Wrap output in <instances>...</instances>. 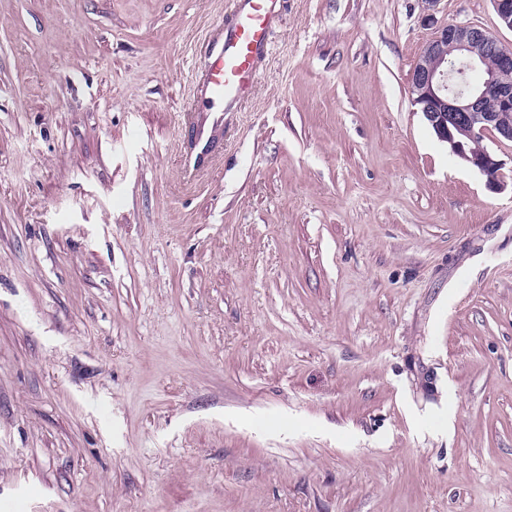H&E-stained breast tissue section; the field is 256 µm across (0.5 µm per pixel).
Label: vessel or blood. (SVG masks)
I'll return each mask as SVG.
<instances>
[{"instance_id":"vessel-or-blood-1","label":"vessel or blood","mask_w":512,"mask_h":512,"mask_svg":"<svg viewBox=\"0 0 512 512\" xmlns=\"http://www.w3.org/2000/svg\"><path fill=\"white\" fill-rule=\"evenodd\" d=\"M274 0H241L224 31L222 47L204 66L201 93L211 111L234 105L258 78L256 62L267 49Z\"/></svg>"}]
</instances>
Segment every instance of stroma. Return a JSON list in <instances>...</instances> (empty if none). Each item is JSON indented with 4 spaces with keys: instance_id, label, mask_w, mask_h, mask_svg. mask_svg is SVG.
<instances>
[{
    "instance_id": "obj_1",
    "label": "stroma",
    "mask_w": 512,
    "mask_h": 512,
    "mask_svg": "<svg viewBox=\"0 0 512 512\" xmlns=\"http://www.w3.org/2000/svg\"><path fill=\"white\" fill-rule=\"evenodd\" d=\"M0 0V512H512L500 189L408 93L491 0ZM275 0H241L224 30L222 47L204 66L201 88L211 112H223L252 88L258 78L257 59L267 49V30ZM221 119L217 115L216 122Z\"/></svg>"
}]
</instances>
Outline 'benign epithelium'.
Instances as JSON below:
<instances>
[{
	"mask_svg": "<svg viewBox=\"0 0 512 512\" xmlns=\"http://www.w3.org/2000/svg\"><path fill=\"white\" fill-rule=\"evenodd\" d=\"M492 4L500 24L512 30V0ZM452 51L472 71L490 57L495 65L482 82L454 88L448 83ZM409 93L451 153L486 175L490 188L499 187L504 163L485 140L493 136L512 142V48L477 25L445 23L424 45L410 75Z\"/></svg>",
	"mask_w": 512,
	"mask_h": 512,
	"instance_id": "benign-epithelium-1",
	"label": "benign epithelium"
}]
</instances>
